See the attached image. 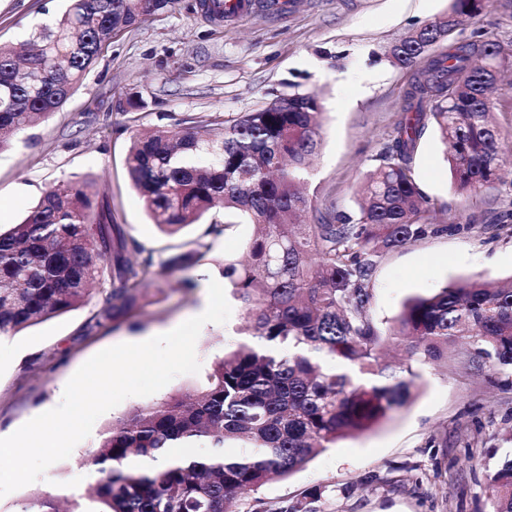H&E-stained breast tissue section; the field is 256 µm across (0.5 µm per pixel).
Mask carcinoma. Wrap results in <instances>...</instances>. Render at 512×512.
I'll use <instances>...</instances> for the list:
<instances>
[{"label": "carcinoma", "instance_id": "obj_1", "mask_svg": "<svg viewBox=\"0 0 512 512\" xmlns=\"http://www.w3.org/2000/svg\"><path fill=\"white\" fill-rule=\"evenodd\" d=\"M174 0H70L51 29L34 36L19 63L0 46V149L68 100L113 35ZM490 0H451L448 13L392 44L391 65L414 71L403 118L368 175L357 217L311 209L305 176L322 144L315 93L280 96L253 112L186 127L132 131L130 181L154 224L175 235L205 225L191 248L155 257L129 235L88 185L48 187L20 224L0 231V337L88 303L109 281L111 303L87 331L116 322L164 292V274L202 261L212 242L242 219L257 226L244 260L221 274L243 310L253 347L227 350L205 389L175 395L112 420L91 454L101 477L73 512H232L245 490L301 469L339 439L372 429L403 408L415 387L408 364L381 359L383 336L367 313L369 286L384 251L442 224L420 191L411 158L428 125L440 133L456 190L481 201L502 181L501 131L492 119L493 73L512 56L493 40L456 42L454 32ZM448 50L429 55L432 41ZM392 335L408 360L440 361L468 344L493 371L512 368V287L475 279L407 299ZM204 439L210 452L170 460L168 449ZM241 444L229 453L226 444ZM493 512H512V458L489 476ZM17 512H61L59 497L33 493Z\"/></svg>", "mask_w": 512, "mask_h": 512}]
</instances>
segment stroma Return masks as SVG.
<instances>
[{"mask_svg": "<svg viewBox=\"0 0 512 512\" xmlns=\"http://www.w3.org/2000/svg\"><path fill=\"white\" fill-rule=\"evenodd\" d=\"M194 0H177L166 12L113 36L96 64L52 119L0 150V229L21 223L42 192L62 180L92 184L119 215L126 231L166 256L181 251L201 229L176 237L152 223L125 166L131 128L171 127L183 118L227 119L295 91L317 93L322 147L312 161L307 191L315 211L356 215L357 189L402 117L409 71L390 65L386 48L446 14L450 0H293L281 14L261 5L227 20L210 18ZM69 0H0V45L22 47L35 28L52 25ZM512 49V0H491L466 21L456 38L477 36ZM503 140L504 182L495 205L512 211V84L492 97ZM421 190L453 233L426 236L383 254L370 284L368 314L388 332L404 301L457 280L478 276L512 282V230L493 237L472 216L482 202L457 194L444 146L428 130L414 157ZM254 233L238 224L213 243L206 259L165 276V295L119 323L84 334L89 317L107 302L101 284L86 305L14 336L0 339V438L56 407L66 383L97 352L183 321L199 308L218 262L241 256ZM197 283L185 290L181 283ZM205 324L196 342L202 370L174 378L150 397H130L101 415L69 458L42 479L0 497V512H17L33 492L73 498L96 476L88 452L116 417L186 388L201 389L206 371L224 349L243 343L242 311ZM409 404L378 426L339 440L289 477L243 493L239 512L261 499L268 512L325 490L317 512H492L490 474L512 457V374L479 368L465 347L448 351L444 364L416 361Z\"/></svg>", "mask_w": 512, "mask_h": 512, "instance_id": "35a3bbf8", "label": "stroma"}]
</instances>
